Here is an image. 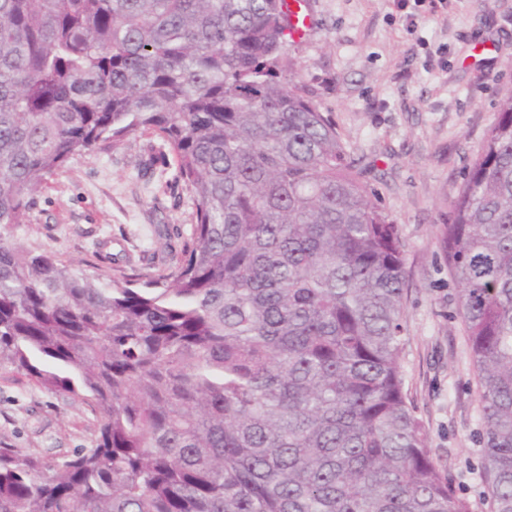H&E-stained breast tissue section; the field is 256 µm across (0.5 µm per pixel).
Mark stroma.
I'll use <instances>...</instances> for the list:
<instances>
[{
    "label": "stroma",
    "mask_w": 512,
    "mask_h": 512,
    "mask_svg": "<svg viewBox=\"0 0 512 512\" xmlns=\"http://www.w3.org/2000/svg\"><path fill=\"white\" fill-rule=\"evenodd\" d=\"M315 27L287 41L285 77L328 112L406 262L401 370L439 468L471 512H491L479 469L478 388L440 232L472 158L512 92V0H308ZM163 142L129 137L74 157L35 194L23 248L106 276L175 261L193 221L168 185ZM95 416L0 364V447L55 457L89 447Z\"/></svg>",
    "instance_id": "stroma-1"
}]
</instances>
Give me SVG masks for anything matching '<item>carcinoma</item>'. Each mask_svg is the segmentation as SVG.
I'll use <instances>...</instances> for the list:
<instances>
[{"instance_id":"1","label":"carcinoma","mask_w":512,"mask_h":512,"mask_svg":"<svg viewBox=\"0 0 512 512\" xmlns=\"http://www.w3.org/2000/svg\"><path fill=\"white\" fill-rule=\"evenodd\" d=\"M279 0H0V362L80 399L89 448H0V512H471L404 390L405 258ZM150 134L193 205L177 261L109 281L9 231L76 155ZM441 242L512 512V93Z\"/></svg>"}]
</instances>
